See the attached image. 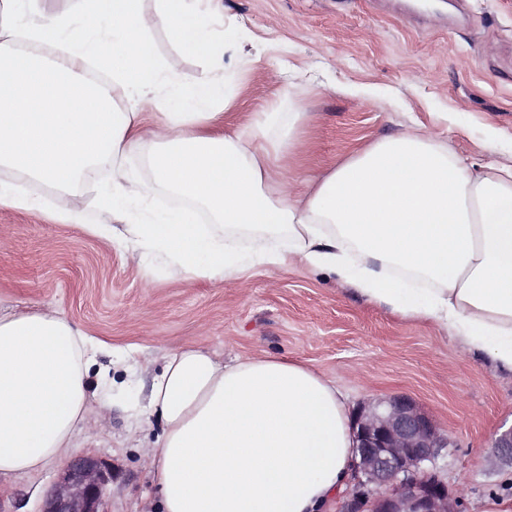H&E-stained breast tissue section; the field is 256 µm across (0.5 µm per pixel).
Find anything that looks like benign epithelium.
<instances>
[{
	"label": "benign epithelium",
	"instance_id": "obj_1",
	"mask_svg": "<svg viewBox=\"0 0 512 512\" xmlns=\"http://www.w3.org/2000/svg\"><path fill=\"white\" fill-rule=\"evenodd\" d=\"M354 490L342 512H458L457 492L438 460L451 440L406 394L377 398L351 413ZM490 469L512 466V426L496 434ZM112 469L93 454L69 460L38 512H105Z\"/></svg>",
	"mask_w": 512,
	"mask_h": 512
}]
</instances>
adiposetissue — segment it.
<instances>
[{
	"label": "adipose tissue",
	"instance_id": "1",
	"mask_svg": "<svg viewBox=\"0 0 512 512\" xmlns=\"http://www.w3.org/2000/svg\"><path fill=\"white\" fill-rule=\"evenodd\" d=\"M75 13L20 11L0 0V166L62 187L111 165L110 224L63 205V223L140 255L165 253L178 277L228 283L244 263L237 238L285 235L257 263L325 271L369 299L451 330L467 349L512 370V166L465 163L438 136L376 141L305 182L294 196L273 168L287 163L305 113L273 138L267 115L248 132L225 127L214 102L236 96L208 79L167 100L155 94L161 63L151 27L183 51L212 59L220 41L213 0H80ZM61 48L20 52L19 38ZM112 78L88 85V60ZM126 103L117 106V93ZM157 109L153 184L199 204L212 225L173 210L130 223L151 184L121 165L142 143L146 106ZM97 338L54 310L0 309V477L64 462L77 431L104 426L114 385L89 383ZM160 419L140 452L154 469L160 512H323L352 477L350 415L341 393L307 367L270 356L232 363L196 345L169 355L150 392L129 408L133 432Z\"/></svg>",
	"mask_w": 512,
	"mask_h": 512
}]
</instances>
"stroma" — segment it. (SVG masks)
<instances>
[{
    "label": "stroma",
    "mask_w": 512,
    "mask_h": 512,
    "mask_svg": "<svg viewBox=\"0 0 512 512\" xmlns=\"http://www.w3.org/2000/svg\"><path fill=\"white\" fill-rule=\"evenodd\" d=\"M237 45L207 63L171 33L150 38L162 64L158 96L204 77L229 80L238 105L215 104L227 124L256 113L305 112L290 177L316 174L353 151L414 125L446 139L466 161L512 163V0H221ZM111 170L73 186L87 223L108 224L101 186ZM0 181L37 196L39 209L0 206V306L47 308L103 341L96 365L126 379L129 355L145 362L132 393L146 395L164 356L194 341L225 360L272 355L336 383L348 408L375 397H413L451 439L441 474L460 488V512L491 494L512 495V467L489 470L499 429L512 426V372L468 352L450 333L401 318L353 285L296 263L251 264L229 284L172 278L169 260H140L105 237L60 223L64 189L0 167ZM77 454L112 466L106 512H140L157 500L120 404L105 431L80 432ZM59 464L0 486V512H39Z\"/></svg>",
    "instance_id": "stroma-1"
}]
</instances>
